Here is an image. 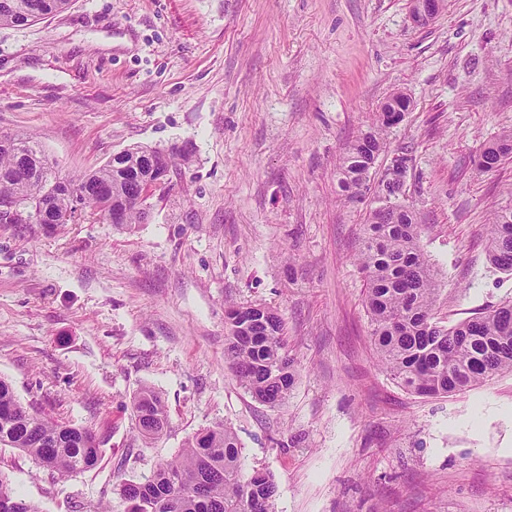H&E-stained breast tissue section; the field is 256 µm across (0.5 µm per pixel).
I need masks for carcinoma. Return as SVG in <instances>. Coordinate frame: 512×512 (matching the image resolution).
<instances>
[{
    "mask_svg": "<svg viewBox=\"0 0 512 512\" xmlns=\"http://www.w3.org/2000/svg\"><path fill=\"white\" fill-rule=\"evenodd\" d=\"M70 0H0V26L20 27L65 11ZM391 113L380 109L373 128L345 149L338 163L339 183L348 202L370 190L371 170L384 148ZM0 142V207L35 210L43 202L68 223L83 214L109 221L112 208L134 191L142 147L125 149L124 169L112 161L62 181L44 150L26 134L6 133ZM489 171L512 158V130L482 152ZM488 256L498 269L512 272V208L489 221ZM358 261L366 280L365 303L372 322L371 341L378 362L399 386L435 398L465 393L504 372L512 373V303L462 321L451 328L434 321L437 273L420 245L413 212L393 204L370 211ZM225 359L241 384L260 402L282 403L294 383L284 323L272 309L230 306ZM149 414L162 429L168 424L160 396L145 387L134 397L133 412ZM8 446L66 479L97 466L100 441L86 427L33 416L0 377V447ZM126 512H275L277 486L267 472L246 475L234 432L216 425L189 438L171 460L151 476L121 485ZM0 512H41L0 473Z\"/></svg>",
    "mask_w": 512,
    "mask_h": 512,
    "instance_id": "cac0c4a2",
    "label": "carcinoma"
}]
</instances>
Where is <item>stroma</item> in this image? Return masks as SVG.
Masks as SVG:
<instances>
[{"instance_id":"1","label":"stroma","mask_w":512,"mask_h":512,"mask_svg":"<svg viewBox=\"0 0 512 512\" xmlns=\"http://www.w3.org/2000/svg\"><path fill=\"white\" fill-rule=\"evenodd\" d=\"M409 14L410 0H73L0 26V132L33 136L57 176L135 145L173 158L138 224L0 219V376L101 441L97 466L66 479L1 448L21 496L124 512L122 482L224 424L244 474L274 476L277 512H512V373L424 398L371 343L356 255L388 201L421 226L438 321L512 302L487 257L512 160L477 165L512 129V0H447L424 27ZM397 91L411 105L373 189L344 202L338 160ZM259 303L294 368L274 407L224 359L225 306ZM146 386L169 416L150 441L132 413Z\"/></svg>"}]
</instances>
